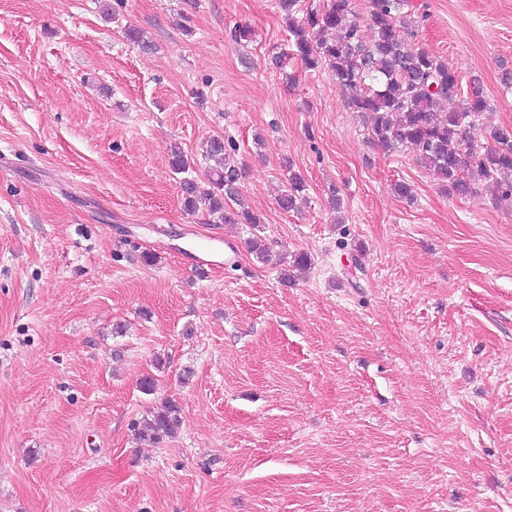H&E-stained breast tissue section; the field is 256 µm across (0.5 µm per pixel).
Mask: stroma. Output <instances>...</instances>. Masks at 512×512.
<instances>
[{"label":"stroma","instance_id":"stroma-1","mask_svg":"<svg viewBox=\"0 0 512 512\" xmlns=\"http://www.w3.org/2000/svg\"><path fill=\"white\" fill-rule=\"evenodd\" d=\"M321 2L0 0V512H512V201L274 66ZM406 12L512 126V0ZM214 137L260 227L185 211L170 150L204 187ZM165 399L178 433L139 440Z\"/></svg>","mask_w":512,"mask_h":512}]
</instances>
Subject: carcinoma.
<instances>
[{
    "instance_id": "carcinoma-1",
    "label": "carcinoma",
    "mask_w": 512,
    "mask_h": 512,
    "mask_svg": "<svg viewBox=\"0 0 512 512\" xmlns=\"http://www.w3.org/2000/svg\"><path fill=\"white\" fill-rule=\"evenodd\" d=\"M371 3L370 39L362 34L351 0H326L293 26V53H282L276 64L282 67L295 58L308 71L329 69L350 107L369 121L372 140L388 152L415 153L448 194L471 196L482 183L511 198L512 127L487 129L485 142L475 140L488 109L480 78L470 79L466 107L458 108L462 84L457 70L401 35L407 0ZM205 158L222 160L224 166L213 170L207 189L192 178L180 179L187 210L202 206L216 223L258 227L260 221L245 207L239 171L224 140L211 139ZM304 187L302 175L292 173L280 197L281 208H296ZM179 413L174 402L162 403L137 426L138 435L153 442L175 435Z\"/></svg>"
}]
</instances>
